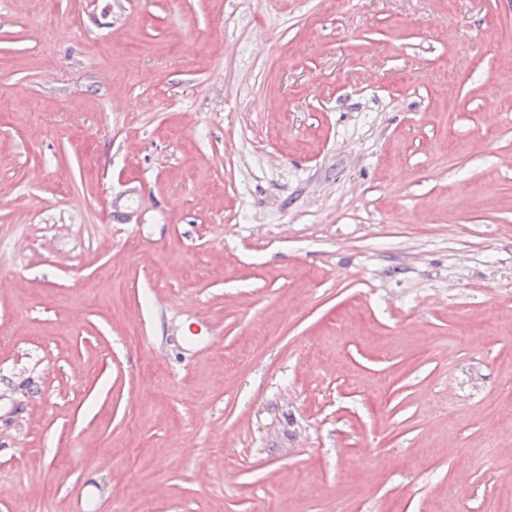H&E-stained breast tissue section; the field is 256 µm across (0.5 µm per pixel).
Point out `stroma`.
<instances>
[{"label":"stroma","instance_id":"1","mask_svg":"<svg viewBox=\"0 0 512 512\" xmlns=\"http://www.w3.org/2000/svg\"><path fill=\"white\" fill-rule=\"evenodd\" d=\"M101 7L0 0V512H512V0Z\"/></svg>","mask_w":512,"mask_h":512}]
</instances>
